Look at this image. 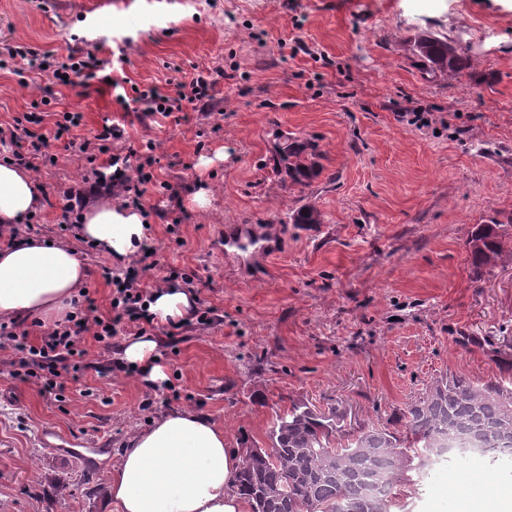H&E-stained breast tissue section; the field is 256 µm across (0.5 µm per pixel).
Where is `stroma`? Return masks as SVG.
I'll return each mask as SVG.
<instances>
[{"label": "stroma", "instance_id": "1", "mask_svg": "<svg viewBox=\"0 0 512 512\" xmlns=\"http://www.w3.org/2000/svg\"><path fill=\"white\" fill-rule=\"evenodd\" d=\"M459 40L476 77L428 78L411 41L422 32ZM107 59L123 52L118 80L145 88L222 70L213 100L183 106L181 121L123 113L111 87L57 89V113L83 115L78 140L124 119L112 152L152 142L153 168L182 198L167 218L159 184L141 203L158 248L153 276L177 269L215 306L213 324L157 335L156 382L116 371L117 336L87 341L93 367L57 396L0 374V512H111L112 469L126 442L171 407L208 414L232 447L265 445L292 400L347 412L356 424L396 418L432 378L497 374L486 349L459 333L512 343V266L476 269L474 227L497 219L512 248V0H0V51L73 44ZM0 70V126L28 113L38 86ZM316 146L317 178L292 183L276 146ZM38 179L48 204L40 238L72 245L86 289L108 311L104 253L60 231L61 189L85 163L65 141ZM205 188L212 203L190 205ZM304 205L318 224H293ZM273 234L277 254L242 266L224 254V227ZM87 456H79V449ZM474 494L512 495V462L481 458L433 467L404 512H458L452 480Z\"/></svg>", "mask_w": 512, "mask_h": 512}]
</instances>
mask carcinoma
Segmentation results:
<instances>
[{
	"label": "carcinoma",
	"instance_id": "cac0c4a2",
	"mask_svg": "<svg viewBox=\"0 0 512 512\" xmlns=\"http://www.w3.org/2000/svg\"><path fill=\"white\" fill-rule=\"evenodd\" d=\"M413 51L431 73L449 79L471 66L458 40L447 36H417ZM276 155L295 182L314 175V145L278 146ZM289 221L319 224L321 213L305 205L293 211ZM499 229L495 219L476 226L469 241L475 266L512 263V250H504ZM479 342L488 347L502 375L484 382L456 373L439 375L410 398L397 419L367 425L355 437L340 410L326 414L302 398L292 401L269 430L270 449H245L233 491L251 512H338L340 505L349 512H389L394 488H410L426 474L411 472L428 444L446 448L452 440L478 448L512 449V344L501 348L488 338L458 336L463 346ZM367 483L387 487L373 505L363 499Z\"/></svg>",
	"mask_w": 512,
	"mask_h": 512
}]
</instances>
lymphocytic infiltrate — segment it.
<instances>
[{
    "instance_id": "obj_1",
    "label": "lymphocytic infiltrate",
    "mask_w": 512,
    "mask_h": 512,
    "mask_svg": "<svg viewBox=\"0 0 512 512\" xmlns=\"http://www.w3.org/2000/svg\"><path fill=\"white\" fill-rule=\"evenodd\" d=\"M107 61L97 58L81 49H70L66 56L43 51L35 47L16 46L9 48L6 55L0 56V70L28 79L30 73L40 72L51 84L73 87L90 86L91 82L110 83L117 89V101L125 111L133 107H143L149 115L171 117L181 111L179 98L161 92L158 88H133L132 92H120L119 81H108L105 70ZM48 96L32 101V110L24 117L14 118L8 128V135L14 145L12 161L31 171H39L41 165L54 163L55 157L49 152L48 139L42 138L39 131L33 130L36 123L35 112L49 105ZM153 171L145 166H137L135 173L120 169L118 176L110 179H95L88 185L71 187L61 196L59 230H69L71 217L81 210L88 194L102 197L123 196L132 205H139L142 185L156 182ZM156 265L153 255H142L124 274L116 275L104 271L107 284L114 288L108 313H101L95 299L84 297L78 311L66 318L64 323L55 325L44 332L38 341H31L28 330L22 329L15 320H0V350L8 351L6 364L11 378L27 381H40L41 390L53 394L59 387L58 380L69 375L79 377L89 363L86 338L103 347H111L112 339L118 335L150 336L157 327L147 305L151 299V289L144 280L147 271Z\"/></svg>"
}]
</instances>
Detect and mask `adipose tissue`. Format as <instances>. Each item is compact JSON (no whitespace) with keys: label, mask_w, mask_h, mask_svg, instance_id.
<instances>
[{"label":"adipose tissue","mask_w":512,"mask_h":512,"mask_svg":"<svg viewBox=\"0 0 512 512\" xmlns=\"http://www.w3.org/2000/svg\"><path fill=\"white\" fill-rule=\"evenodd\" d=\"M42 194L31 172L0 161V226L35 214ZM147 221L145 212L109 197L86 202L79 214L82 238L120 265L140 251ZM88 275L67 244L15 238L0 248V317L61 321ZM240 464L239 449L210 416L174 408L132 436L112 470L109 496L115 512H246L231 489Z\"/></svg>","instance_id":"adipose-tissue-1"}]
</instances>
